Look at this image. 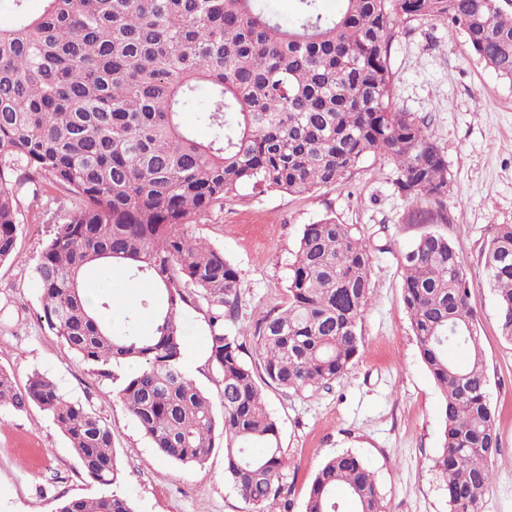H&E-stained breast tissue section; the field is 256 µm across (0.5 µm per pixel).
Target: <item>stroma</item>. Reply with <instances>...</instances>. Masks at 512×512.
<instances>
[{
	"label": "stroma",
	"instance_id": "1",
	"mask_svg": "<svg viewBox=\"0 0 512 512\" xmlns=\"http://www.w3.org/2000/svg\"><path fill=\"white\" fill-rule=\"evenodd\" d=\"M394 96L403 111L426 119L448 162L444 200L406 197L396 166L363 160L344 183L303 196L240 188L189 225L190 237L223 250L240 277V331L246 361L256 358L258 320L288 301L289 268L305 225L329 218L348 225L372 255L371 300L362 318L363 343L347 374L318 392L264 389L291 466L283 485L290 512H304L321 462L342 450L359 452L374 471L386 512H448L444 480L434 466L440 448V392L422 362L402 298L403 254L434 230L460 250L477 312L478 337L490 377L502 450L483 512H512V341L498 322L486 283L484 253L498 224H512V83L500 79L447 22L415 21L390 47ZM21 192L15 259L0 264V368L17 385L33 371L52 377L68 396L97 411L112 428L118 476L105 487L81 469L64 436L39 408L0 411V512H54L58 500L111 491L135 512H247L224 474V451L201 465L160 457L124 409L119 391L130 365L101 377L40 319L34 268L69 200H34ZM444 211L447 222L435 221ZM86 280L115 312L137 303L140 291L103 265ZM186 372L203 389L217 387L205 362L209 336L204 308L183 311Z\"/></svg>",
	"mask_w": 512,
	"mask_h": 512
}]
</instances>
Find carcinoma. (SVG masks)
I'll use <instances>...</instances> for the list:
<instances>
[{
    "instance_id": "cac0c4a2",
    "label": "carcinoma",
    "mask_w": 512,
    "mask_h": 512,
    "mask_svg": "<svg viewBox=\"0 0 512 512\" xmlns=\"http://www.w3.org/2000/svg\"><path fill=\"white\" fill-rule=\"evenodd\" d=\"M0 27V263L15 256L17 187L42 182L72 201L35 266L49 330L100 376L113 364L140 368L119 391L125 410L164 458L205 463L224 449V474L250 512H268L290 466L263 386L315 392L345 375L362 344L372 257L333 219L305 225L288 277V305L254 327L260 368L243 359L225 327L240 306L239 274L224 252L192 241L185 225L240 187L294 195L341 183L373 155L392 160L408 198L448 189V163L427 123L394 103L388 61L397 22L443 20L473 53L512 83V13L500 0H295L284 26L265 0H42ZM208 88L197 139L181 114ZM102 263L147 278L136 316L116 333L110 309L87 298L85 273ZM403 303L422 360L441 396L448 512H481L502 443L477 336L470 286L448 237L422 234L402 257ZM503 336L512 341V224H498L485 253ZM208 314L206 366L214 398L182 367V309ZM46 412L82 470L116 481L112 427L47 375L19 388L0 370V409ZM55 512H133L114 493L69 498ZM304 512H385L364 458L324 460Z\"/></svg>"
}]
</instances>
